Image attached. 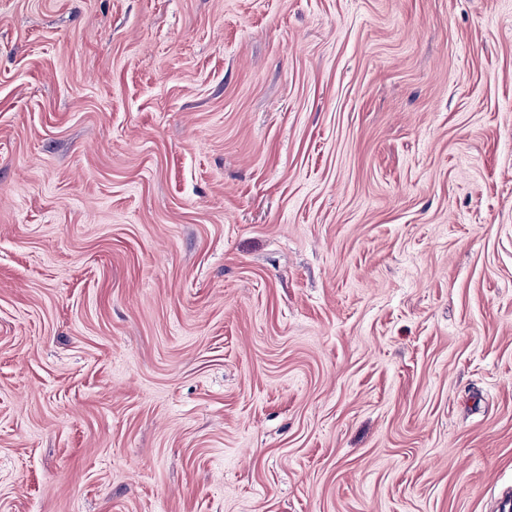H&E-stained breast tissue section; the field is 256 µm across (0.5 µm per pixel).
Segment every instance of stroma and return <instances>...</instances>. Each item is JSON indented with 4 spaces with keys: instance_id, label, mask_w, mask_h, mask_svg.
Instances as JSON below:
<instances>
[{
    "instance_id": "1",
    "label": "stroma",
    "mask_w": 512,
    "mask_h": 512,
    "mask_svg": "<svg viewBox=\"0 0 512 512\" xmlns=\"http://www.w3.org/2000/svg\"><path fill=\"white\" fill-rule=\"evenodd\" d=\"M512 0H0V512H499Z\"/></svg>"
}]
</instances>
